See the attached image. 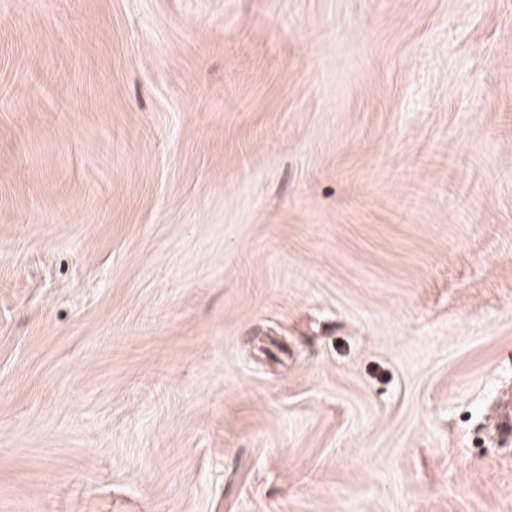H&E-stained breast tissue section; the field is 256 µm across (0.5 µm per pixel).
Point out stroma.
<instances>
[{"instance_id": "obj_1", "label": "stroma", "mask_w": 512, "mask_h": 512, "mask_svg": "<svg viewBox=\"0 0 512 512\" xmlns=\"http://www.w3.org/2000/svg\"><path fill=\"white\" fill-rule=\"evenodd\" d=\"M512 0H0V512H512Z\"/></svg>"}]
</instances>
